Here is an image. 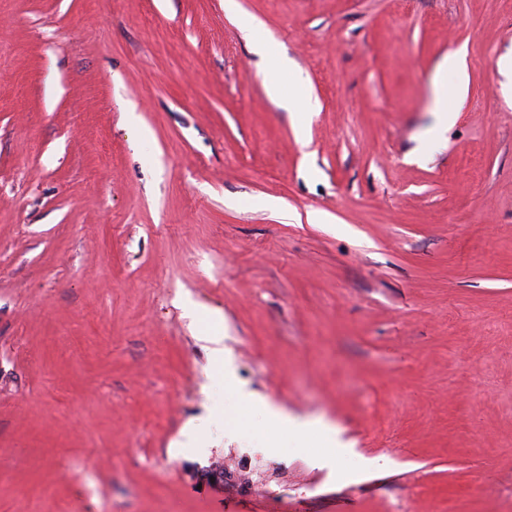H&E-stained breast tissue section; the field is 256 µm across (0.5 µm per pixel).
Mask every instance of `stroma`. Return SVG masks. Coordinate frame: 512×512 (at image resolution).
<instances>
[{
  "instance_id": "stroma-1",
  "label": "stroma",
  "mask_w": 512,
  "mask_h": 512,
  "mask_svg": "<svg viewBox=\"0 0 512 512\" xmlns=\"http://www.w3.org/2000/svg\"><path fill=\"white\" fill-rule=\"evenodd\" d=\"M225 2L0 0V512H512V0ZM259 51L266 60V69L264 75L266 76V84L269 91L279 99L288 97V95L289 97L292 96L305 112H312L314 107L310 98L307 96L304 87L301 84L293 86L291 90L290 88L287 89L284 87L274 78V71L279 68L280 63L278 58L273 53L270 43H260Z\"/></svg>"
}]
</instances>
